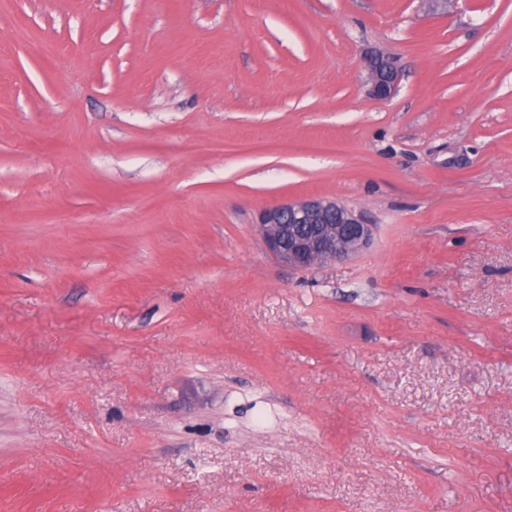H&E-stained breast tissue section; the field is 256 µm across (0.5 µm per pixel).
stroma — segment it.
Instances as JSON below:
<instances>
[{
  "label": "stroma",
  "instance_id": "stroma-1",
  "mask_svg": "<svg viewBox=\"0 0 512 512\" xmlns=\"http://www.w3.org/2000/svg\"><path fill=\"white\" fill-rule=\"evenodd\" d=\"M0 512H512V0H0ZM370 94L377 99L390 98L397 87L399 72L390 58L375 55L369 60ZM259 226L267 251L300 270L346 260L366 249L373 236L372 225L353 209L322 197L269 206Z\"/></svg>",
  "mask_w": 512,
  "mask_h": 512
}]
</instances>
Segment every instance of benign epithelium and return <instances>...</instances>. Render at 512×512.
Instances as JSON below:
<instances>
[{
	"label": "benign epithelium",
	"mask_w": 512,
	"mask_h": 512,
	"mask_svg": "<svg viewBox=\"0 0 512 512\" xmlns=\"http://www.w3.org/2000/svg\"><path fill=\"white\" fill-rule=\"evenodd\" d=\"M370 94L390 98L399 72L381 55L369 60ZM259 226L267 251L278 261L300 270L346 260L366 249L372 225L351 208L322 197L287 200L262 210Z\"/></svg>",
	"instance_id": "benign-epithelium-1"
}]
</instances>
